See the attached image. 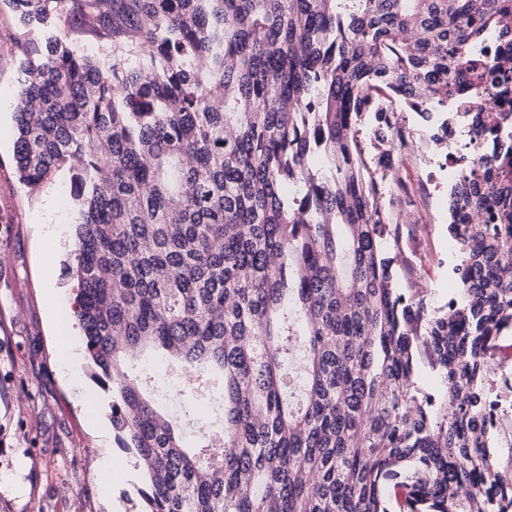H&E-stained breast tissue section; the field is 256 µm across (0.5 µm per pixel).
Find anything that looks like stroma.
Listing matches in <instances>:
<instances>
[{
    "mask_svg": "<svg viewBox=\"0 0 512 512\" xmlns=\"http://www.w3.org/2000/svg\"><path fill=\"white\" fill-rule=\"evenodd\" d=\"M17 22L0 11V512H138L134 458L117 448L109 395L92 378L73 316L74 284L66 274L75 210L70 176L60 172L37 193L14 173L15 88L21 76L11 50ZM399 233L397 285L445 306L459 290L448 258L445 224L414 221L407 200L431 197L448 211V184L431 179L411 152L397 154L383 181ZM111 459L121 478L100 494V466Z\"/></svg>",
    "mask_w": 512,
    "mask_h": 512,
    "instance_id": "35a3bbf8",
    "label": "stroma"
}]
</instances>
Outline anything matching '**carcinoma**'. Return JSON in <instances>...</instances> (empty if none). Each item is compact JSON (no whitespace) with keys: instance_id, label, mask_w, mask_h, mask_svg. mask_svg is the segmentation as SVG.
Returning <instances> with one entry per match:
<instances>
[{"instance_id":"1","label":"carcinoma","mask_w":512,"mask_h":512,"mask_svg":"<svg viewBox=\"0 0 512 512\" xmlns=\"http://www.w3.org/2000/svg\"><path fill=\"white\" fill-rule=\"evenodd\" d=\"M0 3L14 166L31 191L73 172V314L140 512H512L490 370L512 330V0ZM390 100L475 128L448 193L460 295L432 311L395 287L394 162L358 137H394ZM148 354L214 397L220 445L155 408Z\"/></svg>"}]
</instances>
